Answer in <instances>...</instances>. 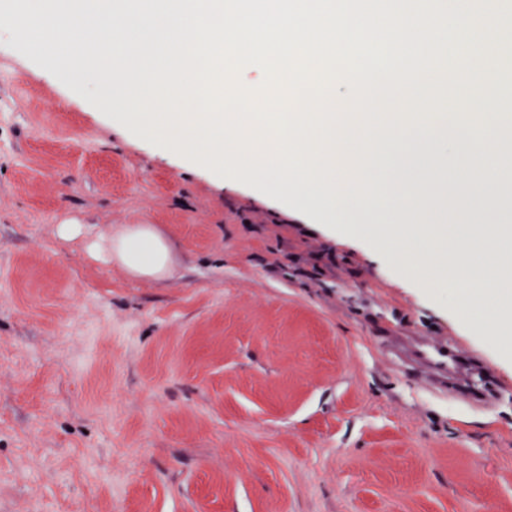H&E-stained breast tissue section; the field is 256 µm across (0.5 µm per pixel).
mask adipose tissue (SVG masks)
<instances>
[{
    "label": "adipose tissue",
    "instance_id": "obj_1",
    "mask_svg": "<svg viewBox=\"0 0 512 512\" xmlns=\"http://www.w3.org/2000/svg\"><path fill=\"white\" fill-rule=\"evenodd\" d=\"M89 251L136 279L163 280L175 265L170 240L151 224L124 225L108 237L106 245L90 241Z\"/></svg>",
    "mask_w": 512,
    "mask_h": 512
}]
</instances>
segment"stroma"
I'll return each mask as SVG.
<instances>
[{"label": "stroma", "instance_id": "1", "mask_svg": "<svg viewBox=\"0 0 512 512\" xmlns=\"http://www.w3.org/2000/svg\"><path fill=\"white\" fill-rule=\"evenodd\" d=\"M0 28V512H512V335L139 138ZM152 224L162 281L86 238ZM452 336L488 404L431 390L395 336Z\"/></svg>", "mask_w": 512, "mask_h": 512}]
</instances>
